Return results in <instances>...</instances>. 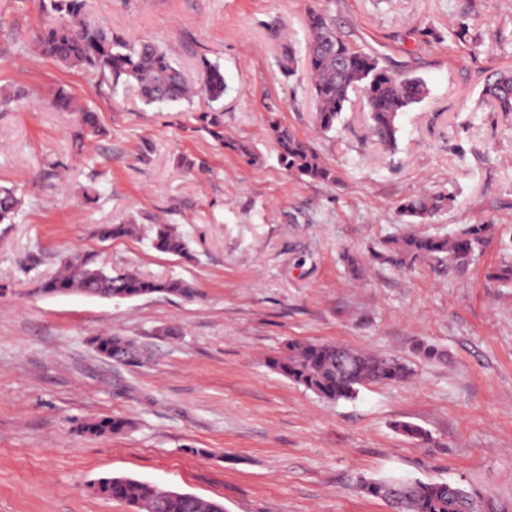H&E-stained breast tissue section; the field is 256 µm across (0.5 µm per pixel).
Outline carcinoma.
Here are the masks:
<instances>
[{
    "mask_svg": "<svg viewBox=\"0 0 512 512\" xmlns=\"http://www.w3.org/2000/svg\"><path fill=\"white\" fill-rule=\"evenodd\" d=\"M86 14L87 0H49L51 20L39 32L35 47L93 75L102 97L112 95L120 84L134 88L147 105L190 100L199 94L205 96L208 109L192 116L195 128L246 162L257 160L250 143L224 134V112L213 107L224 98V71L220 65L201 60L192 84L168 49L148 42L131 43L88 21ZM306 26L310 34L308 70L317 103V131L322 134L331 131L349 103L350 93L361 90L368 96L373 136L387 151L395 152L400 131L398 119L425 98V82L397 72L379 57L354 48L321 8L308 10ZM483 92L495 110L512 113V73L496 74L485 84ZM53 104L61 112L78 114V140H90L103 133L97 113L79 106L66 90L56 93ZM269 129L278 163L288 175L304 183L334 185L338 182L336 169L324 160L313 140L298 136L277 121L270 123ZM453 201V193L446 189L402 199L398 212L406 218V227L400 234L384 239L373 252L374 259L396 269L442 259L450 264L474 259L495 233V225L467 224L448 236L416 228L418 224L428 223ZM18 205L14 190L0 189V224L12 223ZM138 229L132 222L105 224L100 236L104 240L128 237ZM151 244L157 251L173 256L185 257L190 253L187 238L170 224L155 226ZM487 279L512 284V259L489 269ZM40 292L112 300L153 295L191 300L197 296L196 288L186 280L146 278L128 269H114L90 252H73L65 257L59 269L41 282ZM94 342L104 354H112L114 362L137 365L143 361L134 341L124 336L102 333L94 337ZM268 365L296 385L332 402L355 397L359 387L365 384L401 382L410 376L408 366L394 358L333 343L300 340L289 342L287 352L269 358ZM130 426L131 422L122 417H95L81 424V432L99 437L123 432ZM405 483L408 489L399 501V512H478L476 502L461 486L413 479ZM94 492L105 499L133 503L138 512H224L221 503L188 493L169 490L162 498L157 486L127 476L102 478Z\"/></svg>",
    "mask_w": 512,
    "mask_h": 512,
    "instance_id": "1",
    "label": "carcinoma"
}]
</instances>
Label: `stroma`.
Segmentation results:
<instances>
[{"instance_id":"obj_1","label":"stroma","mask_w":512,"mask_h":512,"mask_svg":"<svg viewBox=\"0 0 512 512\" xmlns=\"http://www.w3.org/2000/svg\"><path fill=\"white\" fill-rule=\"evenodd\" d=\"M320 6L348 40L425 81L395 153L373 140L359 91L335 132L314 135L305 18ZM44 18L38 0H0V186L22 196L0 224V512H128L91 487L113 475L225 512H388L361 488L384 476L456 483L480 512H512V288L485 278L512 253V114L483 96L491 75L512 72V0H88V20L113 34L176 45L188 78L201 59L219 64L224 130L251 143L253 165L193 131L206 98L146 105L128 86L100 98L83 71L36 49ZM61 88L95 108L104 136L76 146L74 114L50 105ZM274 120L314 137L337 185L282 170ZM443 187L455 200L428 231L487 221L499 231L485 251L460 268L371 260L403 225L399 200ZM130 217L137 235L99 237ZM161 222L189 240L188 257L152 247ZM347 248L367 258L361 279L340 261ZM76 250L198 295H42ZM104 330L145 361L100 356L90 338ZM292 340L371 351L412 375L330 402L267 367ZM104 416L132 426L81 432ZM131 422L122 417H95L81 424V432L91 436H104L120 433L130 428Z\"/></svg>"}]
</instances>
